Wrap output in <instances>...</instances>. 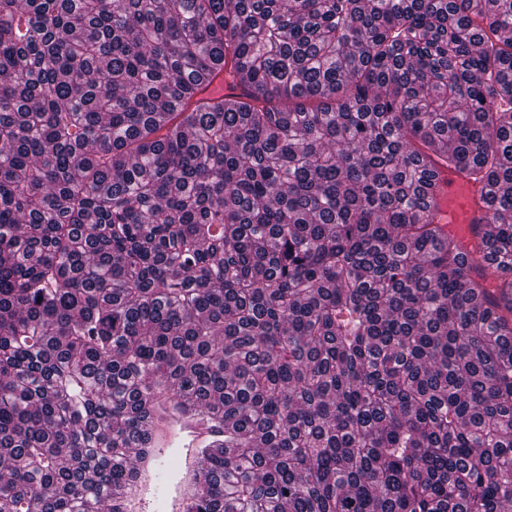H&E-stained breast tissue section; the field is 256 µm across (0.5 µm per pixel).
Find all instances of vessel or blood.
<instances>
[{"instance_id":"b4317fda","label":"vessel or blood","mask_w":512,"mask_h":512,"mask_svg":"<svg viewBox=\"0 0 512 512\" xmlns=\"http://www.w3.org/2000/svg\"><path fill=\"white\" fill-rule=\"evenodd\" d=\"M439 206L444 223L460 235L471 225L483 223L486 210L480 200V188L465 173L446 170L441 174ZM152 451L140 465L141 493L133 495L128 512H144L153 505L156 512H183L189 486L188 476L200 468L198 449L214 435L207 418L193 411L175 410L170 402L158 403Z\"/></svg>"}]
</instances>
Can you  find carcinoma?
I'll list each match as a JSON object with an SVG mask.
<instances>
[{
  "instance_id": "cac0c4a2",
  "label": "carcinoma",
  "mask_w": 512,
  "mask_h": 512,
  "mask_svg": "<svg viewBox=\"0 0 512 512\" xmlns=\"http://www.w3.org/2000/svg\"><path fill=\"white\" fill-rule=\"evenodd\" d=\"M159 397L184 512H512V0H0V512H126ZM442 193L438 200L443 222L459 234L468 235L471 224H485L486 209L480 200V187L458 170H443ZM155 425L152 451L145 464H139L141 486L149 494L155 512H183L188 480L199 471L198 449L216 436L212 423L194 411H176L169 401L154 408ZM180 462L186 471L180 476Z\"/></svg>"
}]
</instances>
